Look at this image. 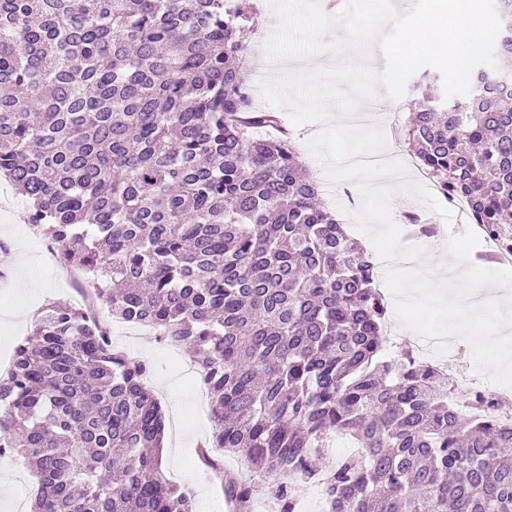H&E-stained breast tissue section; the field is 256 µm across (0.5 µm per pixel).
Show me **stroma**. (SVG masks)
<instances>
[{"label": "stroma", "instance_id": "stroma-1", "mask_svg": "<svg viewBox=\"0 0 512 512\" xmlns=\"http://www.w3.org/2000/svg\"><path fill=\"white\" fill-rule=\"evenodd\" d=\"M259 5L258 22L246 35L250 65L264 70L267 79L275 81L283 72L272 67L266 45L279 28L280 19L268 0H259ZM278 114L309 173L323 180L326 164L308 146L319 132V124L294 125L284 107ZM28 212V201L0 176V364L4 366L9 365L16 346L30 335L45 305L72 303L82 293V281L55 262L47 241L32 232ZM112 345L149 364L146 383L165 413L167 450L161 468L167 478L191 489L194 512H229L220 480L199 459V444L210 434L212 424L198 407L187 352L159 340L152 329H131L119 322L112 325Z\"/></svg>", "mask_w": 512, "mask_h": 512}]
</instances>
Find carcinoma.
Returning a JSON list of instances; mask_svg holds the SVG:
<instances>
[{
  "instance_id": "obj_1",
  "label": "carcinoma",
  "mask_w": 512,
  "mask_h": 512,
  "mask_svg": "<svg viewBox=\"0 0 512 512\" xmlns=\"http://www.w3.org/2000/svg\"><path fill=\"white\" fill-rule=\"evenodd\" d=\"M496 67L414 102L408 144L512 252V0ZM253 0H0V174L112 317L187 349L211 449L320 484L326 512H512V418L460 407L433 366L392 356L369 254L322 207L277 118L254 107ZM147 364L53 303L0 374V457L38 477L32 512H193L160 467ZM357 451L321 466L328 438ZM234 512L254 483L222 479ZM298 493L276 486L277 512Z\"/></svg>"
}]
</instances>
